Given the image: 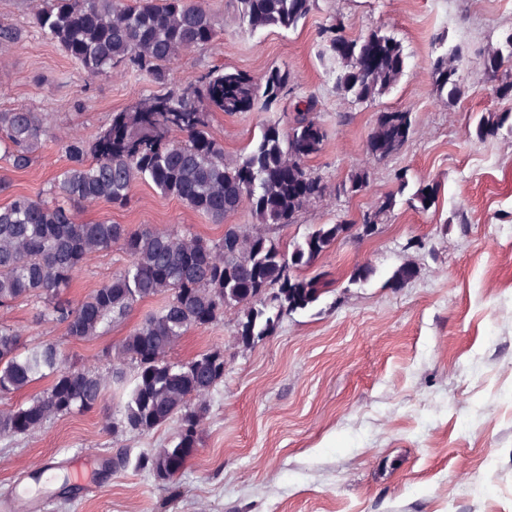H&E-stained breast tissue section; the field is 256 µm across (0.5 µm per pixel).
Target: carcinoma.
<instances>
[{
  "instance_id": "obj_1",
  "label": "carcinoma",
  "mask_w": 512,
  "mask_h": 512,
  "mask_svg": "<svg viewBox=\"0 0 512 512\" xmlns=\"http://www.w3.org/2000/svg\"><path fill=\"white\" fill-rule=\"evenodd\" d=\"M243 27L255 34L268 28L290 30L307 17L314 0H239ZM33 23L46 40L60 46L92 77H110L127 67L157 82L168 78L167 64L183 52L213 44L219 35L201 0H40ZM326 51L336 64V95L367 104L388 92L403 75L407 57L395 38L373 31L352 40L339 30L325 31ZM432 74L448 102L462 95L466 58L458 46L438 38ZM485 69L498 79L496 92L512 100V33L487 53ZM289 82V74L270 69L257 80L243 72L214 68L178 93L154 95L130 109L112 113L91 139H59L68 164L53 185L50 201L17 195L0 207V306L19 299L43 304L39 320L65 325L77 340L101 335L123 321L146 299L165 303L132 330L102 367L68 365L59 345L41 342L21 350V336L0 324V393L27 387L39 378L51 384L25 404L0 411V436L28 435L58 416L93 409L105 389L123 390L119 410L105 416L103 431L119 441L146 435L174 421L177 431L151 455L118 457L119 468L135 464L162 485L172 483L187 457L180 448L200 445L208 412L206 397L224 381V351L210 349L185 362L169 352L189 330L209 327L237 314L235 339L252 347L275 333L286 315L306 312L319 302L321 275L302 277L334 243L347 238L351 224H322L293 245L291 252L266 232L284 226L310 202L327 194L308 158L322 150L326 130L317 120L312 97L294 103L286 124L270 120L242 155L228 161L214 137L209 116L235 115L269 108ZM512 129V109L480 119L475 137L485 141L504 126ZM414 131L411 113L380 112L368 140V152L383 159L398 151ZM55 138L45 112L0 111V149L15 170L28 168L43 144ZM365 171L352 173L337 191L357 194L367 185ZM138 183L178 199L216 224L224 235L212 241L175 230H129L122 224H84L82 206L106 202L123 207ZM407 187L400 180L365 224H381ZM435 183L418 188L410 202L422 210L438 197ZM257 219L251 228L226 220L243 205ZM117 247L128 263L83 300L71 303L61 292L90 254ZM375 269L355 265L348 283L364 284ZM411 263L396 267L387 279L394 289L415 276Z\"/></svg>"
}]
</instances>
